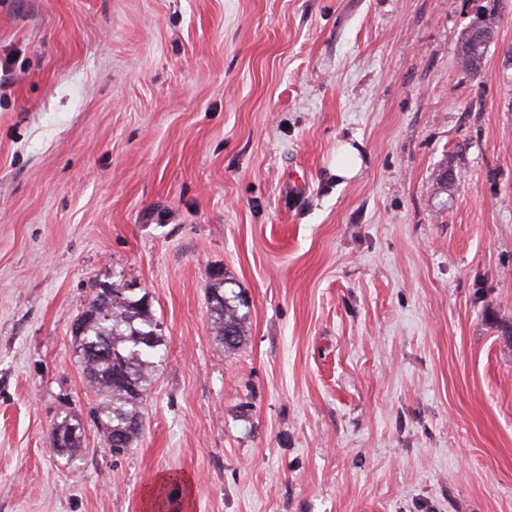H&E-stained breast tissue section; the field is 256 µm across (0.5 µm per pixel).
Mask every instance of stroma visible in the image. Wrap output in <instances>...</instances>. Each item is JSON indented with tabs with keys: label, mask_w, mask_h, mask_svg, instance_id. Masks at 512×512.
<instances>
[{
	"label": "stroma",
	"mask_w": 512,
	"mask_h": 512,
	"mask_svg": "<svg viewBox=\"0 0 512 512\" xmlns=\"http://www.w3.org/2000/svg\"><path fill=\"white\" fill-rule=\"evenodd\" d=\"M484 3L0 0V512H146L164 474L186 512H512V0L458 60ZM99 284L167 349L120 456L71 332ZM501 2L503 1H486V5L483 6V12L475 20L482 21L488 28L487 33L475 35L472 30L474 21L462 38L459 51L460 63L466 71L473 75L479 73L487 48L494 39ZM341 160L336 164V177L351 178L360 168L361 159L359 158V150L355 145L349 142L344 143L341 148ZM224 279H220L214 288L210 289L209 295H214L213 306L210 303L209 311L211 316L214 336L227 349H234L241 341L245 332V314H240V307H245L244 299L239 293L228 297L224 292ZM230 334L231 339L227 336ZM78 428H76L70 421H68L67 417H65L60 423H57L51 432V441L54 442L57 435H61L64 439H67V448L60 446V442L55 441L54 447L58 451H64L69 455L70 457H77L79 456L82 446H81V440L80 435L77 433Z\"/></svg>",
	"instance_id": "stroma-1"
}]
</instances>
